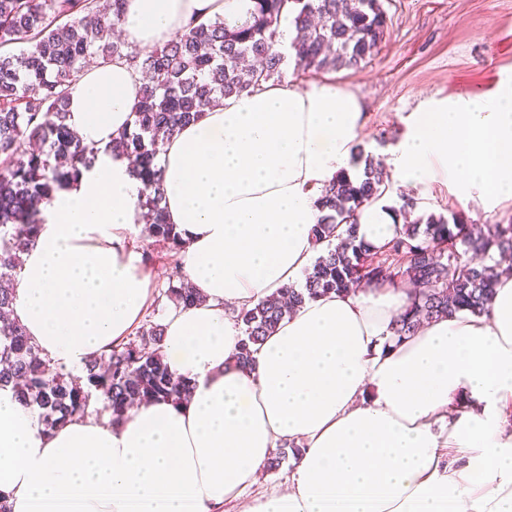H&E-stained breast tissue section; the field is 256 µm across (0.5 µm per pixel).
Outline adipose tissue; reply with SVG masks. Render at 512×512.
Here are the masks:
<instances>
[{
	"mask_svg": "<svg viewBox=\"0 0 512 512\" xmlns=\"http://www.w3.org/2000/svg\"><path fill=\"white\" fill-rule=\"evenodd\" d=\"M253 0H125L136 47L161 45L191 19L245 23ZM141 80L125 59L91 65L69 90L67 124L99 148L75 184L42 206L22 256L11 317L42 358L82 374L126 341L154 302L132 247L143 185L106 154L130 126ZM367 123L329 80L223 98L161 154L165 219L201 303L172 308L164 361L192 384L187 401L88 416L42 432L39 411L0 389V494L11 512H218L258 483L274 449L299 448L285 489L244 512H512V276L488 312L423 323L397 339L410 289L361 286L304 302L242 365L230 310L301 284L318 245L324 187L355 171ZM387 167L427 197L512 203V77L482 94L425 101L408 115ZM359 234L386 244L403 224L388 204L362 210Z\"/></svg>",
	"mask_w": 512,
	"mask_h": 512,
	"instance_id": "ef3b65f1",
	"label": "adipose tissue"
}]
</instances>
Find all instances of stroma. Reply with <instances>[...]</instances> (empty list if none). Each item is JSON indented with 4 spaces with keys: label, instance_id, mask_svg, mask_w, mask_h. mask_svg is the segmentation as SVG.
<instances>
[{
    "label": "stroma",
    "instance_id": "35a3bbf8",
    "mask_svg": "<svg viewBox=\"0 0 512 512\" xmlns=\"http://www.w3.org/2000/svg\"><path fill=\"white\" fill-rule=\"evenodd\" d=\"M387 30L363 68L329 73L368 114L366 150L385 156L404 118L431 97L476 94L512 75V0H384ZM461 211L475 224L512 222V204L462 207L443 185L418 199L415 216Z\"/></svg>",
    "mask_w": 512,
    "mask_h": 512
}]
</instances>
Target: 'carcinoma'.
Wrapping results in <instances>:
<instances>
[{
	"mask_svg": "<svg viewBox=\"0 0 512 512\" xmlns=\"http://www.w3.org/2000/svg\"><path fill=\"white\" fill-rule=\"evenodd\" d=\"M124 3L0 0V386L12 387L18 401L39 409L44 432L102 412L117 424L133 403H180L189 387L163 361L160 322L145 320L137 336L91 361L83 380L46 364L22 327L3 317L13 302L21 255L39 231L40 205L76 181L99 153L66 124L68 87L87 59L124 56L141 75L133 126L112 138L107 151L127 156L136 168L143 184L141 220L172 261L164 294L186 306L199 295L178 262L181 234L163 219L158 143L219 99L273 79L288 57L304 71L361 68L387 26L383 0H255L242 25L230 27L219 16L193 21L145 51L115 37ZM285 13L293 15L298 31L288 46L278 33ZM356 167L354 174H336L317 200L325 214L313 232L327 250L306 273L304 287L288 286L238 314L246 335L238 362H253L255 346L277 330L288 307L362 282L423 285L394 319L399 338L413 335L422 319L487 312L501 273L495 256L512 254V222L474 224L458 212L448 218L431 214L403 224L391 241L376 247L358 236V216L383 198L390 179L383 160L362 148ZM95 402L102 408H92Z\"/></svg>",
	"mask_w": 512,
	"mask_h": 512,
	"instance_id": "1",
	"label": "carcinoma"
}]
</instances>
